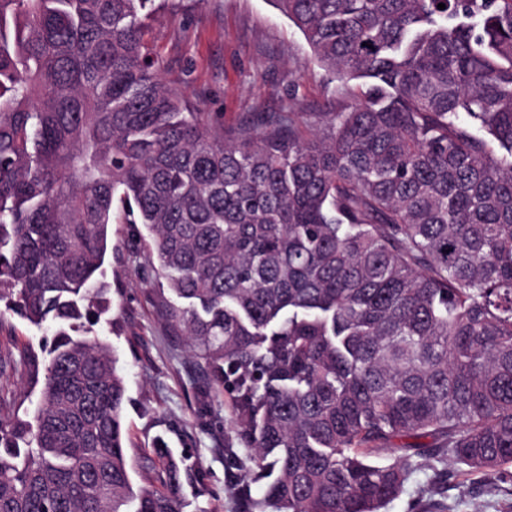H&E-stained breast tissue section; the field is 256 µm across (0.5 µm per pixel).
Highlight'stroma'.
I'll list each match as a JSON object with an SVG mask.
<instances>
[{"mask_svg":"<svg viewBox=\"0 0 512 512\" xmlns=\"http://www.w3.org/2000/svg\"><path fill=\"white\" fill-rule=\"evenodd\" d=\"M144 40L163 81L225 137L286 112L305 131L337 108L331 74L274 0H157ZM111 245L104 276L111 308L90 333L114 347L125 378L132 483H149L144 456L160 437L182 461L181 512H241L224 454L234 431L231 397L209 387L185 337L166 325L168 284L131 225L114 222ZM53 334L0 301V356L20 344L41 350ZM446 470L441 478L422 468L381 512H512V476L453 463Z\"/></svg>","mask_w":512,"mask_h":512,"instance_id":"1","label":"stroma"}]
</instances>
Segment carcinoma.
Instances as JSON below:
<instances>
[{"mask_svg": "<svg viewBox=\"0 0 512 512\" xmlns=\"http://www.w3.org/2000/svg\"><path fill=\"white\" fill-rule=\"evenodd\" d=\"M154 2L0 0V299L57 325L13 361L41 388L0 417V512H180L163 441L133 487L112 346L72 335L110 305L119 215L231 396L244 512H380L424 461L512 466V0H275L353 103L235 142L162 80Z\"/></svg>", "mask_w": 512, "mask_h": 512, "instance_id": "cac0c4a2", "label": "carcinoma"}]
</instances>
